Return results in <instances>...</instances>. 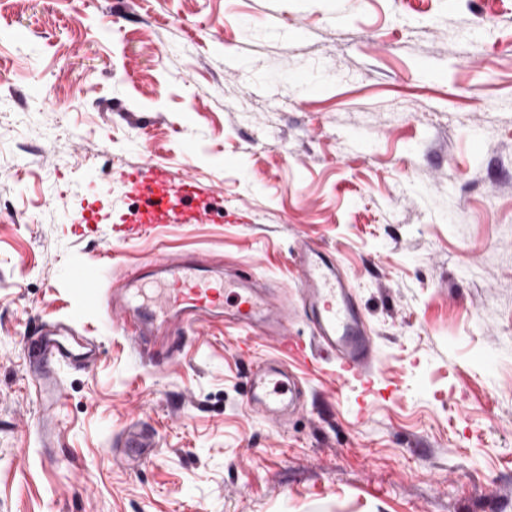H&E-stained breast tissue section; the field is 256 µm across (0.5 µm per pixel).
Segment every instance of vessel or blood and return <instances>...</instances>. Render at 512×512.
Listing matches in <instances>:
<instances>
[{"mask_svg": "<svg viewBox=\"0 0 512 512\" xmlns=\"http://www.w3.org/2000/svg\"><path fill=\"white\" fill-rule=\"evenodd\" d=\"M114 176L130 194L142 201L137 224H127L121 217H101L94 211L90 212L89 219L114 224L121 241L155 229L156 225L164 223L170 211L190 206L204 193L189 176L176 175L149 159L134 170H116ZM294 261L299 295L293 306L271 296L267 290L246 283L234 291L233 301H225L223 289L217 288L214 280L204 275L206 262L201 258L154 259L163 286L149 311L140 312L134 306L141 296L140 288H129L121 293L107 288L105 269L91 274L83 266H73L68 270L67 280L86 310L107 309L109 321L118 325L132 341H140L153 335L155 328L173 323L197 330L208 325L211 318L225 314L233 325L243 330V346L270 337L282 349L303 353L312 344L320 357L335 361L339 377L371 382L378 369L377 353L367 325L355 307L348 280L338 274L332 257L309 243H298ZM297 308L309 316L311 336L306 341L292 335L289 327ZM77 333L69 320L62 319L28 346L32 385L44 412L39 434L46 445L51 444L56 428L51 413L63 401L57 367L72 364L79 358L90 359L94 354L90 345L77 349L69 344V337ZM289 382L283 363L258 362L253 372L252 402L263 411H271L273 406L286 400Z\"/></svg>", "mask_w": 512, "mask_h": 512, "instance_id": "obj_1", "label": "vessel or blood"}]
</instances>
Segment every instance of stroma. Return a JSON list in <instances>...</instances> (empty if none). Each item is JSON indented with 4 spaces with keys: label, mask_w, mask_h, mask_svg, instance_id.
Instances as JSON below:
<instances>
[{
    "label": "stroma",
    "mask_w": 512,
    "mask_h": 512,
    "mask_svg": "<svg viewBox=\"0 0 512 512\" xmlns=\"http://www.w3.org/2000/svg\"><path fill=\"white\" fill-rule=\"evenodd\" d=\"M147 156L211 189L207 223L76 231L135 212L113 173ZM302 239L375 340L365 414L290 355L300 408L256 413L274 343L217 318L141 352L66 282L190 253L291 296ZM57 317L99 349L45 448L25 347ZM132 424L150 465L110 449ZM0 512H512V0H0Z\"/></svg>",
    "instance_id": "stroma-1"
}]
</instances>
